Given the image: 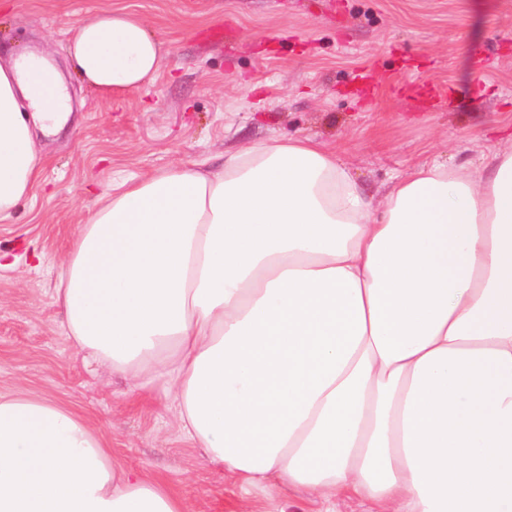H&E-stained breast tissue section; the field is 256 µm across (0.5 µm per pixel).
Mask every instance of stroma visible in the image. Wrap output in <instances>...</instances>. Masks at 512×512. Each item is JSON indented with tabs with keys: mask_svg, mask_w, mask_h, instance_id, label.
I'll return each instance as SVG.
<instances>
[{
	"mask_svg": "<svg viewBox=\"0 0 512 512\" xmlns=\"http://www.w3.org/2000/svg\"><path fill=\"white\" fill-rule=\"evenodd\" d=\"M112 9L143 18L170 52L152 85L108 100L65 47ZM28 45L49 48L74 112L39 140L41 189L0 220L1 255L31 241L45 256L0 270V392L71 405L105 430L114 458L166 482L191 512H281L278 487H242L198 457L165 378L132 390L70 346L56 267L98 183L182 163L216 170L242 146L308 138L339 150L377 200L414 164H476L488 147L511 148L512 0H6L0 51Z\"/></svg>",
	"mask_w": 512,
	"mask_h": 512,
	"instance_id": "stroma-1",
	"label": "stroma"
}]
</instances>
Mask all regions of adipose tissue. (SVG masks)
I'll return each instance as SVG.
<instances>
[{
  "mask_svg": "<svg viewBox=\"0 0 512 512\" xmlns=\"http://www.w3.org/2000/svg\"><path fill=\"white\" fill-rule=\"evenodd\" d=\"M66 51L112 99L169 49L118 9ZM73 110L48 54L0 63V219ZM72 347L139 386L242 485L380 512H512V149L413 165L376 203L335 151L256 145L103 190L61 262ZM0 512H188L56 400L0 393Z\"/></svg>",
  "mask_w": 512,
  "mask_h": 512,
  "instance_id": "ef3b65f1",
  "label": "adipose tissue"
}]
</instances>
